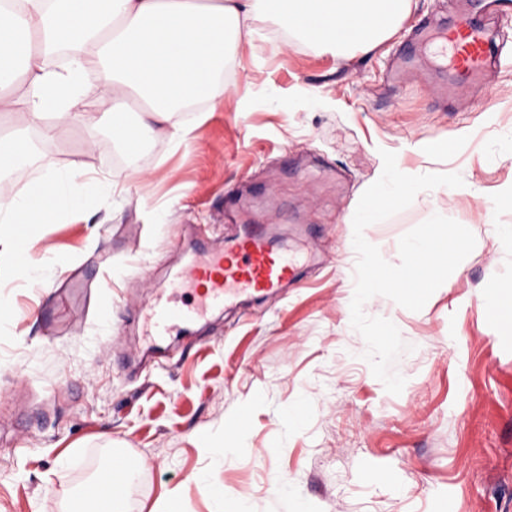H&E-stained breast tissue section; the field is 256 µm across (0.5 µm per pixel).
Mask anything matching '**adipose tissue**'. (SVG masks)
Segmentation results:
<instances>
[{
  "mask_svg": "<svg viewBox=\"0 0 512 512\" xmlns=\"http://www.w3.org/2000/svg\"><path fill=\"white\" fill-rule=\"evenodd\" d=\"M0 6V112H25L42 139L65 127L109 125L128 161L164 130L188 143L192 126L171 116L190 99L223 96L218 75L270 13L288 33L327 50L368 51L389 38L411 0H14ZM101 83L85 98L88 75ZM146 104L137 120L129 102ZM33 153L26 130L0 135V273L42 282L44 267H18L21 235L88 207L92 185L74 160L22 192L13 181Z\"/></svg>",
  "mask_w": 512,
  "mask_h": 512,
  "instance_id": "obj_1",
  "label": "adipose tissue"
}]
</instances>
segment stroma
Listing matches in <instances>:
<instances>
[{"instance_id":"stroma-1","label":"stroma","mask_w":512,"mask_h":512,"mask_svg":"<svg viewBox=\"0 0 512 512\" xmlns=\"http://www.w3.org/2000/svg\"><path fill=\"white\" fill-rule=\"evenodd\" d=\"M431 20L447 22L444 0H412L394 35L340 58L284 42L267 19L236 58L251 81L225 70L215 107L178 117L194 127L190 144L158 135L133 171L104 127L39 144L23 184L80 158L121 193L37 230L33 258L60 259L41 287L0 279L14 313L0 322V512H64L113 448L139 465L131 512H153L173 487L182 512H214L216 488L245 493L246 512H512V337L482 318L512 292V209L497 204L512 191V40L490 87L458 108L432 89L443 70L383 79L390 52ZM385 150L403 173L464 181L365 229L387 262L435 214L476 237L420 311L366 302L410 346L393 365L406 380L397 395L350 323L353 216ZM236 190L240 222L280 225L307 276L252 312L213 310L155 357L144 312L159 294L193 304L172 284L197 242L235 234L224 211ZM296 405L306 415L295 425Z\"/></svg>"}]
</instances>
